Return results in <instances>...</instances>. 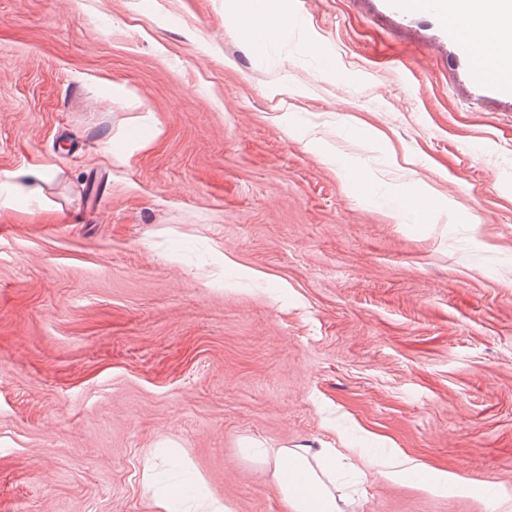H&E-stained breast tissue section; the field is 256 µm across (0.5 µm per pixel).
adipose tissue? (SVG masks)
I'll return each instance as SVG.
<instances>
[{"mask_svg": "<svg viewBox=\"0 0 512 512\" xmlns=\"http://www.w3.org/2000/svg\"><path fill=\"white\" fill-rule=\"evenodd\" d=\"M286 0H224V15L251 42L273 39L286 30ZM450 33L466 42L471 30L487 39L490 59L504 75V88H512V28L503 29L501 18L512 14V0H468L460 11L458 0H440ZM344 466L343 456L332 448H283L273 461V477L288 512H343L336 495V472ZM302 473L308 483L299 495L290 481L291 473Z\"/></svg>", "mask_w": 512, "mask_h": 512, "instance_id": "obj_1", "label": "adipose tissue"}]
</instances>
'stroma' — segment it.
<instances>
[{"label": "stroma", "instance_id": "obj_1", "mask_svg": "<svg viewBox=\"0 0 512 512\" xmlns=\"http://www.w3.org/2000/svg\"><path fill=\"white\" fill-rule=\"evenodd\" d=\"M286 6L256 47L224 0H0V179L50 168L0 204V512H286L298 446L467 487L345 512H512V89L400 0ZM411 198L422 199L429 206V219L424 221L420 220V223H429L431 214L435 216L446 207L445 202L437 200L433 195L427 193L423 186L414 182L401 184L399 190L395 192L390 200L397 209H400L402 205ZM367 464L377 469V473L384 479L392 482L407 479L420 472L419 465L408 458L398 459L395 457H372Z\"/></svg>", "mask_w": 512, "mask_h": 512}]
</instances>
